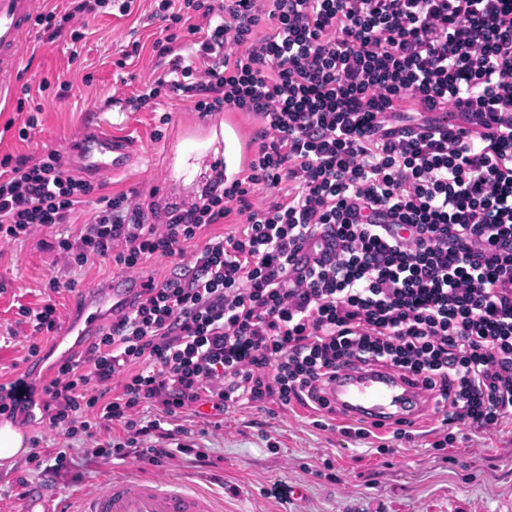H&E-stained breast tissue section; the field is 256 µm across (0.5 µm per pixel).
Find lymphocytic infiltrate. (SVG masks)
<instances>
[{"label":"lymphocytic infiltrate","instance_id":"obj_1","mask_svg":"<svg viewBox=\"0 0 512 512\" xmlns=\"http://www.w3.org/2000/svg\"><path fill=\"white\" fill-rule=\"evenodd\" d=\"M109 2L35 23L57 38ZM154 17L170 68L135 109L168 91L253 115L248 163L163 216L100 197L57 238L73 264L130 271L201 247L41 389L1 384L0 415L69 439L116 425L93 457L158 466L206 458L177 425L191 406L333 417L339 370L386 368L433 394V450L512 422V0H161ZM93 191L58 152L0 156V241L71 223ZM235 212L237 233L206 236ZM145 405L160 416L142 425ZM153 433L161 445L141 447Z\"/></svg>","mask_w":512,"mask_h":512}]
</instances>
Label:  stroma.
Listing matches in <instances>:
<instances>
[{"label":"stroma","instance_id":"stroma-1","mask_svg":"<svg viewBox=\"0 0 512 512\" xmlns=\"http://www.w3.org/2000/svg\"><path fill=\"white\" fill-rule=\"evenodd\" d=\"M158 0H136L131 15L111 12L88 21L78 42L48 43L35 26L20 47L21 69L0 92V155L39 158L59 150L70 172L83 176L75 145L98 124L133 140L136 156L117 175L92 177L100 194L139 191L159 208L190 205L214 186L217 171L207 146L224 115L196 112L194 101L161 97L157 111L135 110L129 97L166 66L153 43L160 35L150 15ZM142 50L126 68L116 62L128 43ZM169 114L161 123V114ZM38 119L28 140L18 129L27 116ZM190 166L175 174L177 155ZM58 229L40 228L24 240L0 244V383L26 371L28 349L46 354L41 376L51 379L59 354L50 352V335L36 330L19 307L39 308L49 280L63 282L53 298L60 318L75 308L77 289L105 284L123 270L111 260L82 267L65 262L55 249ZM316 412L301 405L282 410L244 404L229 409L221 424L209 423L188 409L180 423L189 439L207 449L211 462L177 455L157 467H141L135 458L111 462L88 455L94 440L66 439L30 422L21 431L38 440L43 456L71 447L73 464L53 474L34 469L27 456L0 468V512H22L24 489H49L60 496L104 490L113 478L140 475L183 481L224 500V512H512V425L498 432L465 429L445 451L433 452L439 417L427 412L417 442L396 444L378 453L368 441L316 427Z\"/></svg>","mask_w":512,"mask_h":512}]
</instances>
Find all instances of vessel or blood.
<instances>
[{
	"mask_svg": "<svg viewBox=\"0 0 512 512\" xmlns=\"http://www.w3.org/2000/svg\"><path fill=\"white\" fill-rule=\"evenodd\" d=\"M42 0H0V91L21 65L19 47L31 28ZM224 147L230 148L237 167H244L249 147L234 113L224 115ZM86 172L123 170L132 156L130 141L113 137L99 127L84 137L77 148ZM138 284L132 277L113 280L107 288L84 289L83 306L66 321L56 345L70 352L77 344L94 342L103 322L126 309ZM327 398L344 411L349 422L381 421L387 424L413 418L426 411V393L388 370L343 371L326 389ZM77 512H223V502L175 482L154 479H115L106 490L91 497H78ZM24 512H67L55 497L40 491L24 498Z\"/></svg>",
	"mask_w": 512,
	"mask_h": 512,
	"instance_id": "obj_1",
	"label": "vessel or blood"
}]
</instances>
